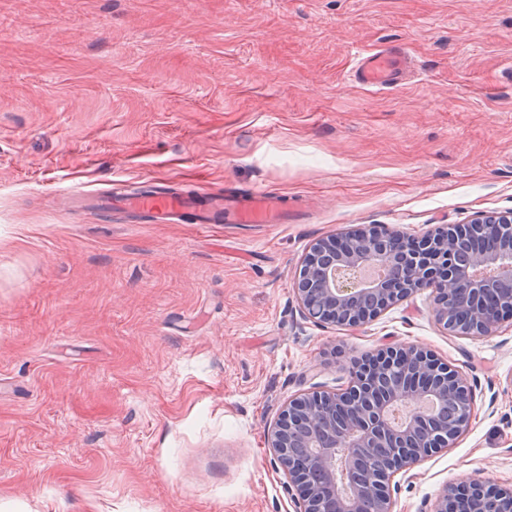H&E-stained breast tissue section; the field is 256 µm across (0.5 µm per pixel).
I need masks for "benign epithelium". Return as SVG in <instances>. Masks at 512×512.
I'll return each instance as SVG.
<instances>
[{
    "label": "benign epithelium",
    "instance_id": "obj_1",
    "mask_svg": "<svg viewBox=\"0 0 512 512\" xmlns=\"http://www.w3.org/2000/svg\"><path fill=\"white\" fill-rule=\"evenodd\" d=\"M398 232L359 230L317 240L303 260L295 293L302 312L325 322L348 309L358 326L420 288L433 286L435 321L443 328L460 323L469 336L495 333L512 316L484 298L502 285L512 288V211L480 212L440 238L436 234L392 248ZM385 265L388 275L364 287L361 264ZM426 396L455 407L456 429L425 416L414 406ZM472 399L462 375L417 348L386 347L358 360L342 392L304 393L288 402L267 433L289 483L299 495V512H361L370 498L375 512H392L389 477L362 472L359 459L388 449L390 472H408L422 458L452 448L466 432ZM433 512H512V488L466 486L462 495L447 488Z\"/></svg>",
    "mask_w": 512,
    "mask_h": 512
}]
</instances>
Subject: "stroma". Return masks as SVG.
Segmentation results:
<instances>
[{"mask_svg":"<svg viewBox=\"0 0 512 512\" xmlns=\"http://www.w3.org/2000/svg\"><path fill=\"white\" fill-rule=\"evenodd\" d=\"M415 67L365 89L359 56ZM266 189L301 224H126L61 189ZM512 211V0H0V512H296L267 444L355 360L424 349L467 380L455 447L393 512L512 487V324L440 327L424 288L357 327L302 317L317 239Z\"/></svg>","mask_w":512,"mask_h":512,"instance_id":"obj_1","label":"stroma"}]
</instances>
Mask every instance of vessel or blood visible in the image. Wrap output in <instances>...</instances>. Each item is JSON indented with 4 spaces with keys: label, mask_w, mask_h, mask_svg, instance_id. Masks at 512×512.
I'll return each mask as SVG.
<instances>
[{
    "label": "vessel or blood",
    "mask_w": 512,
    "mask_h": 512,
    "mask_svg": "<svg viewBox=\"0 0 512 512\" xmlns=\"http://www.w3.org/2000/svg\"><path fill=\"white\" fill-rule=\"evenodd\" d=\"M411 67L403 48L391 46L359 57L354 78L362 87L383 89L401 83ZM83 207L108 218L123 213L131 224H288L298 222L301 208L286 207L279 194L257 190L247 196L232 191L200 195L160 190L139 193L113 186L106 194H83Z\"/></svg>",
    "instance_id": "1"
}]
</instances>
